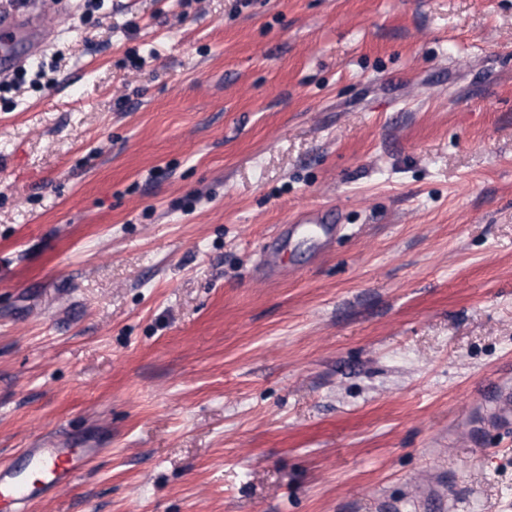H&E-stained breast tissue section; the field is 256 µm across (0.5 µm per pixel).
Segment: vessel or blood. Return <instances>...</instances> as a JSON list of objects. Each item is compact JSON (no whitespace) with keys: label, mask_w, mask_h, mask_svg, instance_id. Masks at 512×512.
<instances>
[{"label":"vessel or blood","mask_w":512,"mask_h":512,"mask_svg":"<svg viewBox=\"0 0 512 512\" xmlns=\"http://www.w3.org/2000/svg\"><path fill=\"white\" fill-rule=\"evenodd\" d=\"M51 41L34 0L0 7V74L27 64ZM89 448L52 445L24 449L20 463L0 464V512H25L46 492L66 487L79 473Z\"/></svg>","instance_id":"vessel-or-blood-1"}]
</instances>
